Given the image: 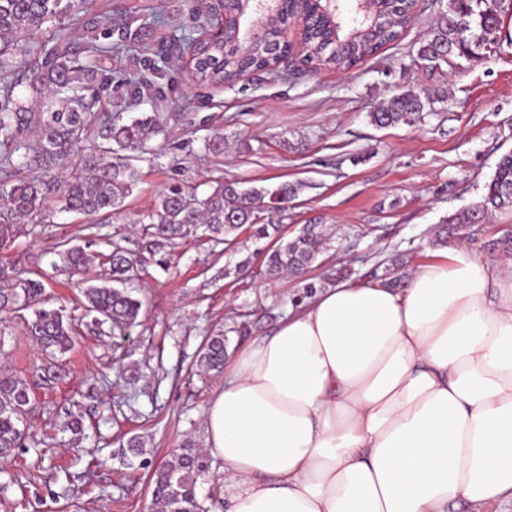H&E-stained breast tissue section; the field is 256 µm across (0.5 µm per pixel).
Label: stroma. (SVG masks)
<instances>
[{
	"mask_svg": "<svg viewBox=\"0 0 512 512\" xmlns=\"http://www.w3.org/2000/svg\"><path fill=\"white\" fill-rule=\"evenodd\" d=\"M449 5L417 0L399 38L347 74L284 63L280 77L255 71L215 88L196 84L178 56V39L200 33L183 0H84L80 19L137 17L151 46L145 53L138 42L101 31L108 51L90 92L95 111L129 112L132 84L142 77L138 111L161 103L168 124L138 161L140 180L112 223L90 227L67 213L34 220L0 246V264L43 279L53 305L83 317L84 297L59 264L58 242L87 243L95 253L112 239L133 247L134 227L161 192L177 185L203 199L226 180L304 184L280 234L321 219L327 238L309 272L313 281L344 267L363 283L399 256L404 275L436 259L435 227L478 202L500 157L512 152V42L492 43L472 60L431 66L418 58ZM423 87L439 93L423 119L370 123L369 112L383 101ZM218 134L220 156L208 150ZM273 244L246 231L226 248L175 240L169 271L150 266L130 284L142 302L137 324L124 336L80 340L65 356V377L48 386L39 379L46 356L26 331L31 311L0 314V371L28 380L32 429L53 434L47 447L0 459V512H152L149 469L124 467L119 450L140 437L158 466L187 439L204 442L207 409L224 386L223 373L199 367L206 336L244 321L254 335L272 333L300 291L290 277H265ZM71 412L81 415L82 433L56 431Z\"/></svg>",
	"mask_w": 512,
	"mask_h": 512,
	"instance_id": "1",
	"label": "stroma"
}]
</instances>
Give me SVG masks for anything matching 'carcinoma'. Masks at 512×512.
Wrapping results in <instances>:
<instances>
[{"label": "carcinoma", "instance_id": "cac0c4a2", "mask_svg": "<svg viewBox=\"0 0 512 512\" xmlns=\"http://www.w3.org/2000/svg\"><path fill=\"white\" fill-rule=\"evenodd\" d=\"M82 5L80 0H0V246L11 241L20 224L39 215L74 213L97 224H109L122 213L126 199L138 183L133 164L149 150L148 142L159 132L166 117L140 112L123 120L117 113L92 110L87 97L96 72V56L107 47L96 43L95 32L102 22L89 20L84 26L87 46H73L60 38L52 46L32 38L44 26ZM243 0H210L207 10L191 6L199 16L225 14L229 24L224 42L202 43L183 39V51L196 50L201 59L190 64L193 79L200 85L232 83L252 71L274 72L277 60L266 47L257 45L246 54L237 49L234 14ZM413 0H385L378 12L354 26L332 18L321 0H282L283 16H300L306 21V41L310 61L324 67L351 71L365 57L399 37V29L410 20ZM501 0H451L448 16L431 28L429 38L418 50L423 61L444 60L456 52L469 59L497 39ZM25 86L28 95L16 94ZM434 103L427 91L406 90L391 97L369 113L370 122L380 128L407 124ZM75 169L64 181L57 172L72 157ZM303 184L282 182L273 188H245L238 182L218 185L204 199L178 186L161 193L154 204L151 222L140 228L138 247L153 264L167 270L172 254L166 243L182 239L204 228L214 244L228 242L226 236L244 228L257 239L279 232L288 202L298 196ZM512 209V154L497 162L481 200L468 210L445 220L435 241L467 235L470 225L489 214ZM319 222L304 225L300 233L280 243L266 254V274L275 278L288 273L303 283V292L294 299L300 305L316 291L308 280L309 269L323 240ZM106 252L97 253L106 266L100 283L88 285L83 295L84 309L91 319L86 333L123 335L135 326L142 304L113 283H127L141 262L135 252L114 241ZM66 267L80 273L91 261L81 245L59 243ZM45 284L26 277L15 266H0V311H33L27 333L45 351L44 383L57 379L63 369L62 357L75 345L80 333L64 307L45 306ZM229 338L219 332L208 337L200 355V365L221 371L229 357ZM32 412L29 384L13 375H0V457L26 446L31 439ZM145 454L142 442L133 437L121 450L122 463L135 467ZM208 468L206 458L191 443L172 450L171 459L151 472L152 502L156 512H207L199 501L198 484Z\"/></svg>", "mask_w": 512, "mask_h": 512}]
</instances>
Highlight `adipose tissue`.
<instances>
[{
  "label": "adipose tissue",
  "instance_id": "ef3b65f1",
  "mask_svg": "<svg viewBox=\"0 0 512 512\" xmlns=\"http://www.w3.org/2000/svg\"><path fill=\"white\" fill-rule=\"evenodd\" d=\"M205 432L226 512L512 502V261L325 288L239 350Z\"/></svg>",
  "mask_w": 512,
  "mask_h": 512
}]
</instances>
